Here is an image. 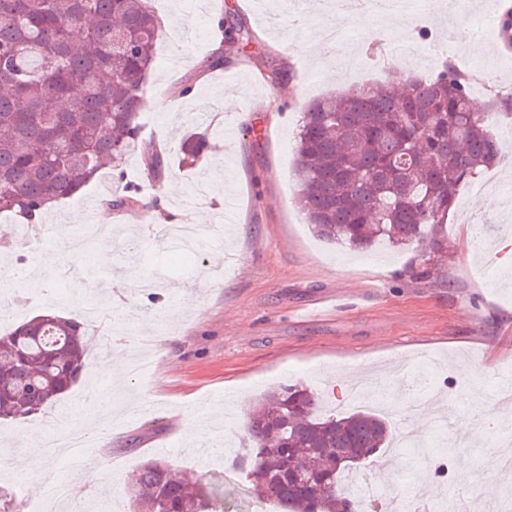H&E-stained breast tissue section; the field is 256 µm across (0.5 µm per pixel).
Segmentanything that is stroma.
Wrapping results in <instances>:
<instances>
[{
  "mask_svg": "<svg viewBox=\"0 0 512 512\" xmlns=\"http://www.w3.org/2000/svg\"><path fill=\"white\" fill-rule=\"evenodd\" d=\"M148 5L166 22L139 119L144 139L168 160L157 190L143 193L157 210L142 211L133 223L113 217L119 234L86 245L78 273L66 279L53 258L84 224L99 223L101 198L116 180L111 170L43 216L35 234L45 262L18 264L28 244L0 241V293L11 304L0 334L47 311L80 315L89 303L112 327L111 340L90 335L81 379L60 402L39 416L0 423V486L22 506L38 497L27 449L41 430L71 420L97 442L77 458L60 449L37 467L58 480L81 472L78 500L85 512L125 495L133 471L151 459L168 461L188 480L223 483L226 512H255L261 499L224 464V433L243 435L248 404L266 390L299 383L320 397L321 414L370 409L395 430L419 429L420 452L391 448L361 465V473L380 472L379 490L400 499L413 485L424 486L430 508L443 504L447 512L497 500L512 488V475L494 477L486 451L498 433H512V406L495 397L496 374L512 373V354L493 368L485 361L489 346L512 337V257L505 250L512 243V208L491 187L512 188V136L500 135V162L458 193L447 223L436 229L443 248L435 252L384 242L359 252L318 237L295 203V142L309 102L395 75L430 77L437 65L428 49L448 28L462 32L474 19L512 8V0H451L440 12L431 0H416L415 17L395 22L413 48L401 63L383 68L385 43L362 38V23L345 15L316 12L309 0H272L266 12L255 0ZM220 13L238 18L253 37L212 69L207 59L219 39ZM329 25L341 30V47L299 43V28L317 35ZM482 43L483 57L461 39L456 63L474 77L473 101L484 104L491 91L476 79L478 65L493 61L501 78L512 81V50L501 45L495 26ZM283 68L294 84L287 97L266 81L268 71ZM184 82L193 86L190 95L178 93ZM159 99L165 110L155 108ZM196 129L205 131L210 148L186 167L178 161L179 142ZM171 183L180 194H167ZM215 189L223 199L212 197ZM226 203L236 215L223 219V235L205 241L203 266L186 264L177 247L147 231L161 216L171 224L202 211L220 217ZM422 266L428 276L416 277ZM28 282L42 286L41 299L27 300ZM187 295L196 308L184 309ZM143 336L155 339L148 377L134 385L126 372L103 368L105 359L128 358ZM412 375L452 398L446 432L432 418L415 424L411 405L422 392L410 385ZM463 451L472 458L466 485L456 475ZM396 457L402 465L393 471L388 464Z\"/></svg>",
  "mask_w": 512,
  "mask_h": 512,
  "instance_id": "35a3bbf8",
  "label": "stroma"
}]
</instances>
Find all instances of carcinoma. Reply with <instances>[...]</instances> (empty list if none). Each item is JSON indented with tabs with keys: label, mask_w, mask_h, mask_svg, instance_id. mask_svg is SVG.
I'll use <instances>...</instances> for the list:
<instances>
[{
	"label": "carcinoma",
	"mask_w": 512,
	"mask_h": 512,
	"mask_svg": "<svg viewBox=\"0 0 512 512\" xmlns=\"http://www.w3.org/2000/svg\"><path fill=\"white\" fill-rule=\"evenodd\" d=\"M224 45L251 34L218 20ZM162 27L144 0H0V211L36 224L48 205L72 199L109 164L142 151L161 176L164 154L140 143L145 76ZM471 79L448 63L434 77H394L313 101L297 140L298 204L318 236L353 249L442 243L457 188L499 157L486 113L471 107ZM488 110L512 116V96H491ZM208 150L201 133L181 144L180 162ZM105 198L119 209L150 208L136 188ZM84 322L41 314L0 336V419L38 414L79 380ZM34 384L32 395L23 389ZM254 451L241 474L285 512H356L342 490L352 469L394 441L388 421L368 411L320 416L302 386L267 392L246 424ZM137 512H215L224 488L190 483L154 459L131 475Z\"/></svg>",
	"instance_id": "1"
}]
</instances>
